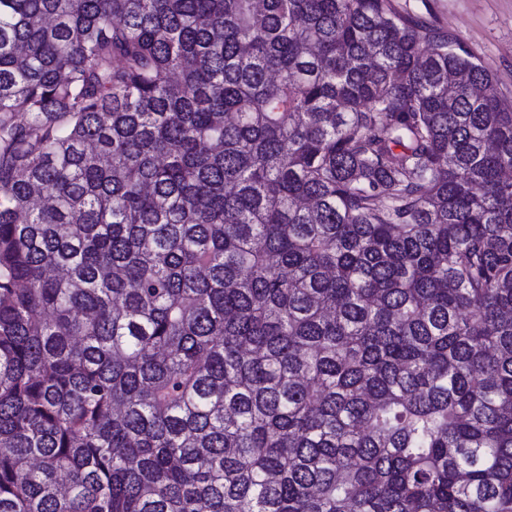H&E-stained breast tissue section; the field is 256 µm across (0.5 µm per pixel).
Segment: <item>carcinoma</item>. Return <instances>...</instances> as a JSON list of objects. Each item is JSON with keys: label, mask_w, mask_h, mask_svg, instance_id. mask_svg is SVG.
Here are the masks:
<instances>
[{"label": "carcinoma", "mask_w": 512, "mask_h": 512, "mask_svg": "<svg viewBox=\"0 0 512 512\" xmlns=\"http://www.w3.org/2000/svg\"><path fill=\"white\" fill-rule=\"evenodd\" d=\"M0 512H512V102L393 0H0Z\"/></svg>", "instance_id": "obj_1"}]
</instances>
